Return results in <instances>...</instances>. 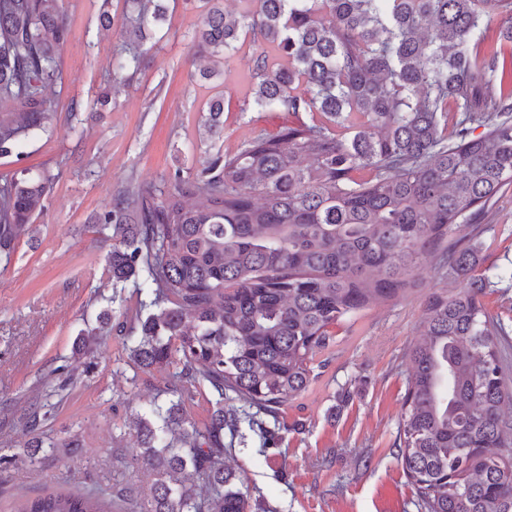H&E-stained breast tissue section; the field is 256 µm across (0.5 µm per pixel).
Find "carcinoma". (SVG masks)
<instances>
[{
    "label": "carcinoma",
    "mask_w": 512,
    "mask_h": 512,
    "mask_svg": "<svg viewBox=\"0 0 512 512\" xmlns=\"http://www.w3.org/2000/svg\"><path fill=\"white\" fill-rule=\"evenodd\" d=\"M112 22L118 68L135 75L144 30L162 0H130ZM207 12L192 50L224 57L248 38L252 106L317 112L321 120L260 134L195 176L176 171L144 192L129 183L95 223L112 229V283L145 276L130 359L141 370L182 365L172 395L207 383L217 409L204 431L179 403L137 422L132 459L156 481L147 512H247L248 492L224 468V431L241 421L265 431L306 391L330 328L416 283L420 255L459 281L430 295L409 353L412 374L398 456L421 512H512V387L499 337L504 324L482 302L473 250L448 241L512 186V60L482 51L492 26L512 43V0H250L232 16ZM64 0H0V158L53 124L46 89L63 83L69 30ZM286 60L269 65L267 49ZM223 101L202 116L224 134ZM483 128L476 135L474 131ZM52 178L23 168L0 176V252L45 210ZM193 201H187V198ZM98 328L75 351L92 361ZM243 417H225L224 395ZM12 512H112L92 492L46 488Z\"/></svg>",
    "instance_id": "cac0c4a2"
}]
</instances>
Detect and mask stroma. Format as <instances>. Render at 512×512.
<instances>
[{"instance_id": "stroma-1", "label": "stroma", "mask_w": 512, "mask_h": 512, "mask_svg": "<svg viewBox=\"0 0 512 512\" xmlns=\"http://www.w3.org/2000/svg\"><path fill=\"white\" fill-rule=\"evenodd\" d=\"M69 28L62 51L64 83L48 89L56 102L52 130L23 145L22 160L0 159V173L19 168L52 177L46 210L29 234L0 257V512L46 487L124 494V512H145L153 473L130 462L135 422L152 401L168 405L163 389L178 365L136 369L126 342L135 334L139 286L113 285L108 249L93 215L115 191L134 182L144 188L175 170L192 175L216 154H235L259 133L274 135L309 121L306 112L244 109L258 50L244 43L224 64L197 58L191 38L200 25L199 0H177L158 28L160 39L132 79L118 74L119 29L102 26L101 11L122 18L128 0H64ZM204 67L220 69L209 80ZM112 103L91 111L90 101ZM224 98V136L210 139L200 110ZM471 227L450 236L481 248L476 275L492 283L482 298L512 332V188ZM436 259L420 261L416 287L398 298L348 315L332 328L329 346L315 357L308 390L283 407L266 433L241 426L225 436L224 465L251 491V512H420L415 488L397 455L399 421L410 374L409 352L432 292L456 288ZM112 326L97 346V366L86 370L73 354L80 330L96 326L103 310ZM51 401V417L29 434L22 414ZM58 441V450L31 461V436ZM78 445L69 452L67 442Z\"/></svg>"}]
</instances>
